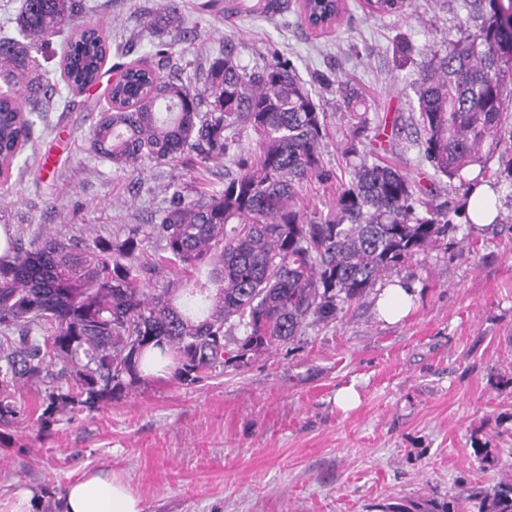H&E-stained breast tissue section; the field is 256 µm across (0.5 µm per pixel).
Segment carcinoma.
I'll list each match as a JSON object with an SVG mask.
<instances>
[{"label": "carcinoma", "mask_w": 512, "mask_h": 512, "mask_svg": "<svg viewBox=\"0 0 512 512\" xmlns=\"http://www.w3.org/2000/svg\"><path fill=\"white\" fill-rule=\"evenodd\" d=\"M344 0H301L304 22L341 17ZM226 16L274 18L289 0H208ZM410 0H370L371 16L402 13ZM467 19L448 47H425L415 81L417 145L435 172L464 181L486 162L512 120V0H462ZM84 0H23L19 37L0 38V179L34 135L31 114L47 112L60 86L83 94L100 82L110 36L79 22ZM147 26L179 32L178 0H165ZM69 39L56 52L53 39ZM41 40L45 65L23 38ZM157 65L112 64L120 78L92 130L97 155L122 170L193 157L206 170L228 162L221 190L193 198L176 190L154 224H127L118 242L42 232L5 234L0 256V422L16 415L19 386H47L45 413L97 409L143 379L148 352L171 359L173 376L193 384L242 358L273 351L309 321L330 323L342 306L374 290L431 242L455 229L448 205L416 197L411 180L388 164L356 160L345 141L349 181L335 212L305 211L303 184L331 180L321 142L327 114L286 61L240 64L236 44L211 62L202 88L162 74ZM352 127L369 124L364 98L336 81ZM244 338L228 348L227 329ZM374 512H512V474L446 498L378 502Z\"/></svg>", "instance_id": "carcinoma-1"}]
</instances>
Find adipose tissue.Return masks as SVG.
Segmentation results:
<instances>
[{"mask_svg":"<svg viewBox=\"0 0 512 512\" xmlns=\"http://www.w3.org/2000/svg\"><path fill=\"white\" fill-rule=\"evenodd\" d=\"M417 300V290L409 283L391 282L379 293L376 305L388 322L404 318ZM63 512H142L140 498L129 485L115 477L89 473L68 485Z\"/></svg>","mask_w":512,"mask_h":512,"instance_id":"ef3b65f1","label":"adipose tissue"}]
</instances>
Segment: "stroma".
I'll use <instances>...</instances> for the list:
<instances>
[{"label":"stroma","instance_id":"stroma-1","mask_svg":"<svg viewBox=\"0 0 512 512\" xmlns=\"http://www.w3.org/2000/svg\"><path fill=\"white\" fill-rule=\"evenodd\" d=\"M161 2L90 0L89 19L132 60L155 62L158 41L172 43L163 72L186 82H201L228 37L243 65L289 61L328 114L323 163L336 179L347 176L337 147L344 107L318 78L341 77L369 103L359 151L434 187L456 230L395 272L420 289L399 322L380 318L371 293L276 352L249 354L195 384L155 379L94 411L47 415L43 385L22 387L13 396L19 418L0 425V512L21 490L32 493L31 512H61L67 485L91 472L129 483L143 512H368L512 470V127L480 171L499 213L483 227L465 220L459 180L435 174L409 131L422 50L456 37L461 0H413L382 17L348 0L324 31L302 27L294 6L273 20L227 18L202 11V0H178L187 35H141L138 10ZM107 106L100 88L35 115L33 142L0 184V227L111 241L123 225L155 222L174 190L223 188L220 168L201 176L184 160L133 174L97 157L90 133ZM350 385L359 402L345 409L336 393ZM481 446L497 466L481 467Z\"/></svg>","mask_w":512,"mask_h":512}]
</instances>
